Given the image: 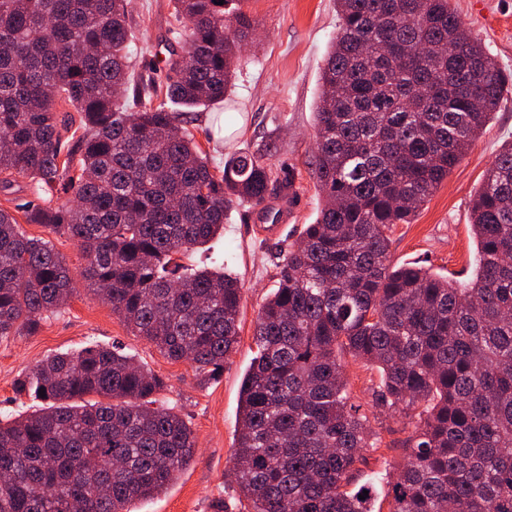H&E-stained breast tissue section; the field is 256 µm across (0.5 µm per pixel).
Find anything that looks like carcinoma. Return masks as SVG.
<instances>
[{"mask_svg":"<svg viewBox=\"0 0 512 512\" xmlns=\"http://www.w3.org/2000/svg\"><path fill=\"white\" fill-rule=\"evenodd\" d=\"M171 2L186 49L157 85L131 69L126 0H0V188L29 180L40 203L26 223L75 241L87 289L209 381L240 342L242 288L178 254L294 175L240 151L217 171L168 110L224 104L254 30L244 0ZM336 12L315 112L322 205L258 313L236 490L249 512H372L373 495L359 499L372 487L347 489L369 431L348 403L349 354L380 369L384 401L427 404L388 512H512V141L473 199L469 284L391 264L388 235L492 119L505 78L449 0H336ZM74 291L51 241L0 208V339L37 332ZM164 388L118 345L43 359L16 385L35 409L0 420V512H133L164 493L195 452Z\"/></svg>","mask_w":512,"mask_h":512,"instance_id":"carcinoma-1","label":"carcinoma"}]
</instances>
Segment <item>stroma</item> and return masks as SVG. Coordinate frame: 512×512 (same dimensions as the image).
Returning a JSON list of instances; mask_svg holds the SVG:
<instances>
[{
	"label": "stroma",
	"instance_id": "35a3bbf8",
	"mask_svg": "<svg viewBox=\"0 0 512 512\" xmlns=\"http://www.w3.org/2000/svg\"><path fill=\"white\" fill-rule=\"evenodd\" d=\"M451 7L494 57L509 82L503 101L463 160L417 211L412 223L394 225L390 260L416 264L460 281L472 279L477 243L470 226L476 190L500 145L512 140V0H450ZM256 30L244 46L231 94L239 112L232 130L224 128L219 107H200L187 115L196 143L216 162L233 151L248 152L292 170L294 196L280 230L254 220L244 203L229 211L224 233L190 251L186 264L222 268L242 285L240 342L218 381H202L193 365L174 362L154 345L133 335L109 306L83 288L85 262L77 244L41 224L26 225L28 235L50 240L65 257L80 288L61 312L45 319L32 335L0 340V419L28 408L17 382L47 355L92 345L120 344L135 352L167 387L162 401L186 418L196 437L191 465L160 496L135 505V512H242L233 484L231 458L238 425L240 384L256 347L253 330L266 298L278 286V266L312 223L321 197L312 174L314 112L319 77L339 19L334 0H245ZM134 37L130 50L139 71L163 80L161 62L184 45L183 22L170 0H130ZM350 401L365 413L377 434L350 473L351 489L370 484L383 498L406 455L404 442L418 420L417 409L378 404L379 373L343 356Z\"/></svg>",
	"mask_w": 512,
	"mask_h": 512
}]
</instances>
